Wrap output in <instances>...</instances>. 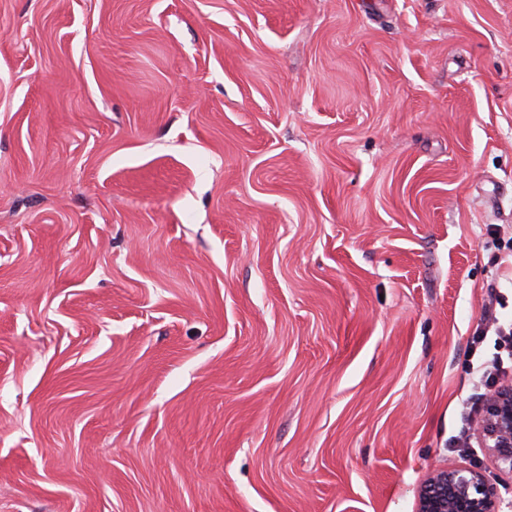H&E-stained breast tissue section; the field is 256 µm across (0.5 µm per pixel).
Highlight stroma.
Here are the masks:
<instances>
[{"instance_id":"obj_1","label":"stroma","mask_w":512,"mask_h":512,"mask_svg":"<svg viewBox=\"0 0 512 512\" xmlns=\"http://www.w3.org/2000/svg\"><path fill=\"white\" fill-rule=\"evenodd\" d=\"M494 224L512 0H0V512H416Z\"/></svg>"}]
</instances>
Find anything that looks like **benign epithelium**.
I'll list each match as a JSON object with an SVG mask.
<instances>
[{
	"instance_id": "1",
	"label": "benign epithelium",
	"mask_w": 512,
	"mask_h": 512,
	"mask_svg": "<svg viewBox=\"0 0 512 512\" xmlns=\"http://www.w3.org/2000/svg\"><path fill=\"white\" fill-rule=\"evenodd\" d=\"M495 468L512 475V386L492 393L477 426ZM417 512H503L497 487L480 466L446 467L420 487Z\"/></svg>"
}]
</instances>
